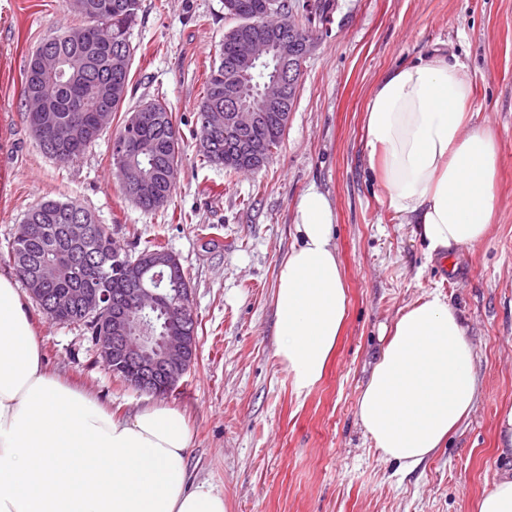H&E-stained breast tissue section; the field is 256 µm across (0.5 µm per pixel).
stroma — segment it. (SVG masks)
<instances>
[{
	"instance_id": "stroma-1",
	"label": "stroma",
	"mask_w": 512,
	"mask_h": 512,
	"mask_svg": "<svg viewBox=\"0 0 512 512\" xmlns=\"http://www.w3.org/2000/svg\"><path fill=\"white\" fill-rule=\"evenodd\" d=\"M76 24L63 0H0V271H12L17 228L45 199L88 209L129 254L155 242L179 257L197 351L163 401L190 428L191 481L221 491L227 512H474L504 464L497 414L512 406V0H332L280 146L261 170L238 174L201 164L196 152L206 67L232 25L224 0H142L125 105L165 99L182 145L171 201L152 213L123 196L112 166L124 111L65 164L27 127L25 62L49 34ZM435 47L469 65L475 118L498 135L500 170L490 236L431 259L413 225L383 202L363 107L384 72ZM312 185L336 212L349 304L323 378L298 395L276 354L274 289L294 243L296 204ZM433 290L466 320L481 391L447 446L405 474L365 437L356 404L382 328ZM26 304L50 371L119 419L155 402L108 369L86 326L52 321L34 299Z\"/></svg>"
}]
</instances>
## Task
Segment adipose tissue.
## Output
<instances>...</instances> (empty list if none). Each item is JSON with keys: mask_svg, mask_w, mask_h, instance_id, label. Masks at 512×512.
Wrapping results in <instances>:
<instances>
[{"mask_svg": "<svg viewBox=\"0 0 512 512\" xmlns=\"http://www.w3.org/2000/svg\"><path fill=\"white\" fill-rule=\"evenodd\" d=\"M468 65L441 49L395 67L364 107L371 170L387 208L429 256L483 242L495 219V132L471 110ZM336 213L309 187L275 287L276 354L296 394L320 382L347 317ZM476 352L439 292L395 319L357 400L382 456L410 472L444 447L479 398ZM183 414L154 403L117 420L90 391L50 372L14 277L0 272V512H225L189 481Z\"/></svg>", "mask_w": 512, "mask_h": 512, "instance_id": "1", "label": "adipose tissue"}]
</instances>
